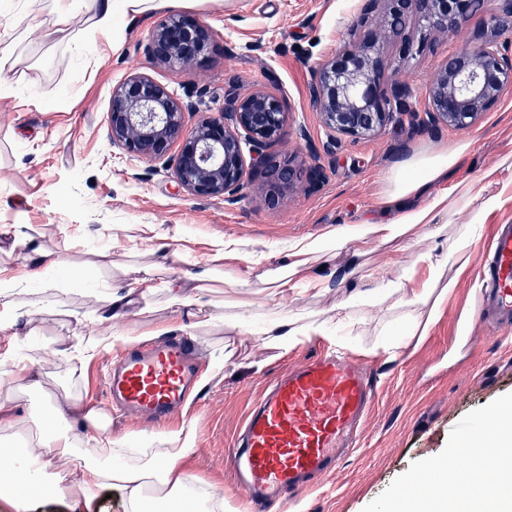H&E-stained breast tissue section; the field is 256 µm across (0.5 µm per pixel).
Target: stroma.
<instances>
[{"label":"stroma","mask_w":512,"mask_h":512,"mask_svg":"<svg viewBox=\"0 0 512 512\" xmlns=\"http://www.w3.org/2000/svg\"><path fill=\"white\" fill-rule=\"evenodd\" d=\"M362 6L363 0H223L192 8L211 28L217 49L190 69L148 58L149 35L163 17L159 10L96 36L91 57L62 36L27 34L31 25L51 29L56 0H33L9 20L19 35L13 46L18 63L0 74V84L8 88L0 94V225H29L32 241L19 246L13 235H0V267L10 275L33 267L39 248L60 262L31 282L36 310L21 308L13 329H0V349L16 332L24 356L55 348L58 338L70 335L75 313L84 318L85 332L95 336L161 323L181 332L187 316L165 308L159 290L121 317L106 304L137 265L158 260L159 247L200 263L217 240L232 238L241 242L243 257L230 274L246 272L257 261L283 265L293 241L332 238L364 218L386 217V180L410 159L460 151L448 183L472 185V194L449 213L447 225L428 226L427 240L443 242L471 224L479 231L470 244V265L449 268L456 284L426 335H414L410 307L388 302L364 308L334 335L285 352L219 319L195 334L203 352L200 396L179 414L197 426L199 452L187 470L223 489L227 512H248L224 467V450L245 414L270 379L323 349H349L371 368L375 406L354 453L275 512H380L397 499L410 475H426L429 463L447 457L456 469L477 472V459L455 449L461 441L458 424L488 423L512 407V334L483 325L476 311L479 265L496 226L512 224V166L504 164L512 159V92L470 130L415 133L391 125L369 140L339 139L334 154L322 153L329 133L308 101L311 69L344 49L347 29ZM497 7L496 0H485L482 11L449 36L421 35L416 20H408L405 32L414 50L403 57L395 45L385 46L384 80L405 82L417 108H424L427 88L448 52L475 45L485 15ZM133 73L148 74L181 96L196 92L201 112L222 110L228 73L242 77L244 90L284 98L286 135L269 153L319 166L321 182L313 187L297 182L274 206L266 202V185L257 172L247 177L232 206L219 197L177 191L173 155L131 158L108 138L112 89ZM419 250L416 243L378 245L363 259L336 251L323 260L320 275L327 287L321 293L275 298L253 293L251 313L258 319L273 308L286 314L329 311L351 289L413 272ZM102 251L109 260L101 264ZM188 263L172 264L171 277L181 276ZM114 358V352L102 351L86 363L75 385L67 382L66 364H49L45 371L65 383L67 394L102 408L103 379ZM30 512H125V501L121 491L102 488L85 497L42 496L32 501Z\"/></svg>","instance_id":"stroma-1"}]
</instances>
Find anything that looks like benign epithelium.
I'll return each instance as SVG.
<instances>
[{"instance_id":"1","label":"benign epithelium","mask_w":512,"mask_h":512,"mask_svg":"<svg viewBox=\"0 0 512 512\" xmlns=\"http://www.w3.org/2000/svg\"><path fill=\"white\" fill-rule=\"evenodd\" d=\"M481 33V42L449 55L427 89L424 118L412 101L407 84L393 80L381 87V49L405 30L406 19L442 33L455 31L479 10L476 0H365L360 32L352 33L350 48L312 68L308 99L332 132L323 151L336 150V138L359 141L375 137L405 116L417 119L418 130L438 126L475 127L503 93L512 89V53L498 37L512 28V0H498ZM209 27L186 14L162 18L149 36L147 53L159 64L185 68L213 50ZM197 120L188 126L186 114ZM288 112L284 101L266 91L244 92L238 76L224 79V107L214 115L197 111L192 95L182 98L145 73H134L112 90L108 137L130 156L156 159L178 147L174 178L178 188L199 198L240 199L248 169L263 173L270 187L267 202H279L280 191L300 176L308 182L318 169L277 162L266 149L283 139ZM250 145L245 155L243 141Z\"/></svg>"}]
</instances>
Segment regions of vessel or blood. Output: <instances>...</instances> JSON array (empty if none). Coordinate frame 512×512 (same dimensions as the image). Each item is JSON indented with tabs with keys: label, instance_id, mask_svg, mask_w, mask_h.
Returning <instances> with one entry per match:
<instances>
[{
	"label": "vessel or blood",
	"instance_id": "obj_1",
	"mask_svg": "<svg viewBox=\"0 0 512 512\" xmlns=\"http://www.w3.org/2000/svg\"><path fill=\"white\" fill-rule=\"evenodd\" d=\"M478 313L512 330V224L498 225ZM199 346L183 335L132 349L104 380L111 406L154 423L175 416L196 387ZM376 400L372 375L346 354H322L281 373L251 406L224 466L250 512L310 487L356 445Z\"/></svg>",
	"mask_w": 512,
	"mask_h": 512
}]
</instances>
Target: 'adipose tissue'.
<instances>
[{
  "label": "adipose tissue",
  "mask_w": 512,
  "mask_h": 512,
  "mask_svg": "<svg viewBox=\"0 0 512 512\" xmlns=\"http://www.w3.org/2000/svg\"><path fill=\"white\" fill-rule=\"evenodd\" d=\"M208 0H95L88 17H81L61 8L54 31L69 36L84 54H91L90 37L111 33L127 18L173 6H197ZM458 155L454 152L422 156L393 171L385 191V200L395 216L389 220H362L357 232L338 237L327 243L319 239H302L288 248V262L273 268H250L243 276H228L224 287L232 294L224 302L225 325L250 330L245 313L249 305L242 293L258 288L269 295H280L298 289L321 291L324 280L315 272L320 257L330 250L348 249L354 256L369 254L371 245L395 241L421 242L426 225L446 216L457 200L448 192L436 191L435 186L447 181ZM471 253L466 245L453 247L438 243L422 250L417 265L426 271L425 278L408 273L372 288H358L336 304L331 319L319 314L293 316L270 313L262 333L268 345L282 350L294 348L313 336L328 333L329 321L344 325L359 306L382 303L399 295L407 305L416 307L415 325L428 329L441 310L454 279L448 276L449 265L466 267ZM161 263L139 268L136 277L126 280L123 291L112 294L113 309L131 305L141 297V288L159 283L167 293V305L180 312L190 308L194 319L190 329L210 326L214 317L209 309L214 304L215 288L210 271L184 272L176 280L159 276ZM34 272L0 278V329L14 327L21 307H36V300H22L19 287L33 280ZM83 320L75 318L72 334L60 341L58 348L45 354L44 363L66 362L75 366L94 357L99 349L116 344L115 337L90 338L82 333ZM34 359L16 356L12 351L0 354V476L19 473L22 483H7L0 479V499L8 500L15 512H28L34 498L48 493L85 494L99 488L122 491L126 512H147L146 502H153L158 512L183 498H191L198 512H224V494L211 485L192 477L183 468L186 461L198 453L197 429L193 422H183L178 428L162 432L137 434L139 448L133 460H126L128 436L112 434L111 417L94 404L71 397H58L49 390L33 366ZM26 381L29 396L43 400L45 408L38 413L36 429L26 428L7 399L19 381ZM467 445L482 459L492 460L500 474L497 492H487L481 482L469 474L447 471L448 479L466 487L467 496L480 500L482 512H512V418L503 416L483 432L470 437Z\"/></svg>",
  "instance_id": "adipose-tissue-1"
}]
</instances>
